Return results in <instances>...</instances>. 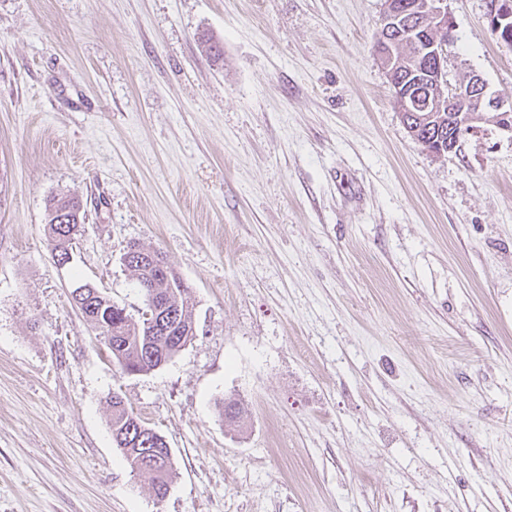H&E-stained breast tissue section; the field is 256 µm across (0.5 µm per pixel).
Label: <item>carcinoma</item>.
Instances as JSON below:
<instances>
[{"mask_svg": "<svg viewBox=\"0 0 512 512\" xmlns=\"http://www.w3.org/2000/svg\"><path fill=\"white\" fill-rule=\"evenodd\" d=\"M406 66L401 77L412 76V87L418 91L425 90L432 81L431 70L425 59L416 55V49L402 50ZM409 126L417 128L419 138L429 141L435 137L448 140V113L438 112L435 118L421 124L408 115ZM48 222L46 233L49 238L52 258L61 261L67 260L72 251L75 236L80 232L85 220V209L81 200L65 193L56 194L48 199ZM126 267L136 277L139 291L143 293L144 300H149L153 292L170 295L174 303L180 306L183 325L192 327L193 301L189 287L181 280L174 269H169V276H159L155 272L137 262H129ZM84 288V317L100 331L105 344L112 353V359L124 374H131L135 370H143L146 346L159 351L156 341H147L150 328L146 326V319L138 321L125 314V308L111 302L99 290L88 283ZM112 433L121 437L117 447L123 450V455L131 471L149 472L152 469L161 470L165 480L169 481L173 475V463L150 465L145 462V449L159 447L156 436L144 430L145 424L133 411L126 408L122 399L114 395L111 400Z\"/></svg>", "mask_w": 512, "mask_h": 512, "instance_id": "carcinoma-1", "label": "carcinoma"}]
</instances>
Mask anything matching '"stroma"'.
<instances>
[{"mask_svg": "<svg viewBox=\"0 0 512 512\" xmlns=\"http://www.w3.org/2000/svg\"><path fill=\"white\" fill-rule=\"evenodd\" d=\"M447 3L449 82L511 100L486 0ZM384 10L0 0V512H512V132L413 140ZM58 193L86 211L63 266ZM132 242L195 300L193 339L140 375L71 297L139 318ZM114 394L172 450L164 498ZM110 405L112 408V418H111V430L112 437L114 436L117 447L121 448L125 460L127 461L129 467L131 468V472H145L150 474L153 481V489L156 497H159L161 493L160 484L164 482H168L171 480L173 475V463L172 461L168 462V465L165 467L164 461L161 464L155 462L153 465L150 463H145V449L142 448H155L162 452L164 457L168 456L171 458V448L168 447L165 439L163 442L166 445V448H163L158 444V439L155 435L150 434V430L144 429L146 426L140 418L134 414L133 411L128 410L126 408L124 402L118 395H112L110 400ZM139 426L143 428V430H139ZM139 430V431H138ZM148 431V432H146ZM117 433V436L115 435ZM141 436H143L142 439ZM118 437L122 439L118 441ZM156 439V440H155ZM122 445H124L122 447ZM128 445H132L128 450L126 448ZM139 448V450H137ZM163 470L165 474V480L156 483L155 477L152 474V469Z\"/></svg>", "mask_w": 512, "mask_h": 512, "instance_id": "35a3bbf8", "label": "stroma"}]
</instances>
